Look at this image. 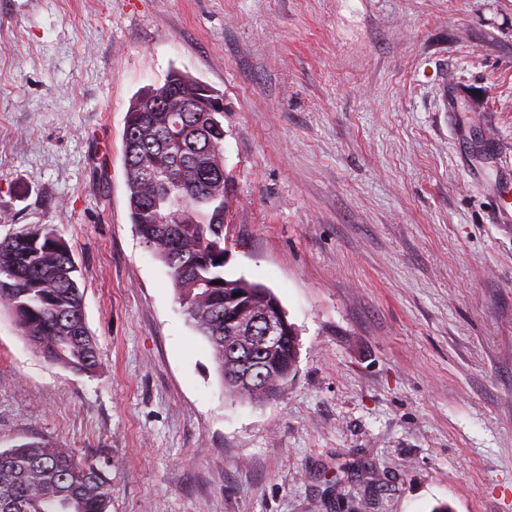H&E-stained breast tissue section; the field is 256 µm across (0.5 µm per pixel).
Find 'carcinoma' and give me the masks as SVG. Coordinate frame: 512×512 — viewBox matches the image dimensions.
<instances>
[{"instance_id":"cac0c4a2","label":"carcinoma","mask_w":512,"mask_h":512,"mask_svg":"<svg viewBox=\"0 0 512 512\" xmlns=\"http://www.w3.org/2000/svg\"><path fill=\"white\" fill-rule=\"evenodd\" d=\"M204 83L171 70L163 83L137 94L127 111L122 142L130 218L142 242L170 269L183 312L213 350L227 379L224 341L245 332L230 323L237 294L249 290L256 303L272 292L244 278L224 276V224L229 213L228 176L214 165L224 153L220 112H166L170 97L187 103L210 96ZM78 267L66 242L50 225L32 224L0 241V307L50 362L77 373L98 365L97 349L83 315ZM299 341L288 339L260 356L274 373L291 374ZM112 484L104 470L70 448L33 440L0 450V512H110Z\"/></svg>"}]
</instances>
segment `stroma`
<instances>
[{"instance_id": "1", "label": "stroma", "mask_w": 512, "mask_h": 512, "mask_svg": "<svg viewBox=\"0 0 512 512\" xmlns=\"http://www.w3.org/2000/svg\"><path fill=\"white\" fill-rule=\"evenodd\" d=\"M224 106V274L299 334L227 397L128 209L134 96ZM512 0H0V240L51 225L93 373L0 311V449L105 465L111 512H512Z\"/></svg>"}]
</instances>
